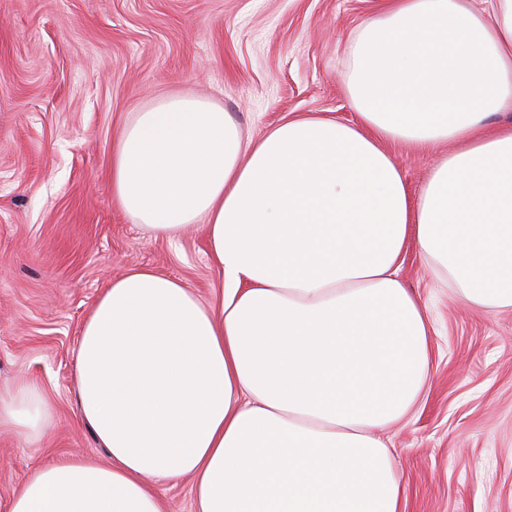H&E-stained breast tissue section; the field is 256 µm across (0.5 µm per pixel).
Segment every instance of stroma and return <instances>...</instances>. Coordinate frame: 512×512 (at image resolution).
Segmentation results:
<instances>
[{
	"label": "stroma",
	"mask_w": 512,
	"mask_h": 512,
	"mask_svg": "<svg viewBox=\"0 0 512 512\" xmlns=\"http://www.w3.org/2000/svg\"><path fill=\"white\" fill-rule=\"evenodd\" d=\"M380 0H0V392L33 379L54 413L37 442L0 429V506L37 467L104 460L75 408L80 329L100 293L149 270L209 307L223 276L203 225L172 237L112 194V147L133 112L173 93L222 106L248 141L284 119L356 122L354 41ZM418 193L444 146H388ZM426 307L427 387L384 433L403 512H512V311L466 304L408 245Z\"/></svg>",
	"instance_id": "stroma-1"
}]
</instances>
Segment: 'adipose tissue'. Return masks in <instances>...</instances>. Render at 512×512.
I'll list each match as a JSON object with an SVG mask.
<instances>
[{
    "instance_id": "adipose-tissue-1",
    "label": "adipose tissue",
    "mask_w": 512,
    "mask_h": 512,
    "mask_svg": "<svg viewBox=\"0 0 512 512\" xmlns=\"http://www.w3.org/2000/svg\"><path fill=\"white\" fill-rule=\"evenodd\" d=\"M389 0L361 29L354 123L309 116L243 143L223 108L172 95L112 150V194L172 235L206 217L219 309L179 280H113L85 319L76 404L109 457L37 469L7 512H165L152 487L194 479L195 512H401L380 433L423 396L421 255L472 307L512 310V0ZM390 142L456 143L417 197ZM41 385L0 396V428L40 437Z\"/></svg>"
}]
</instances>
